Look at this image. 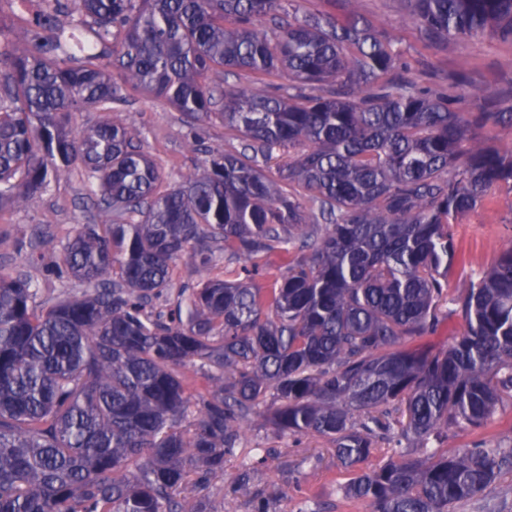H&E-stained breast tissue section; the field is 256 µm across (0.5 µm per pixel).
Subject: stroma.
I'll list each match as a JSON object with an SVG mask.
<instances>
[{"mask_svg": "<svg viewBox=\"0 0 512 512\" xmlns=\"http://www.w3.org/2000/svg\"><path fill=\"white\" fill-rule=\"evenodd\" d=\"M359 9L376 27L394 36L419 84H427L428 71L444 74L462 65L467 69L470 91L492 92L501 111L512 110L511 42L486 33L428 49L416 29L404 22L401 0H360ZM114 109L139 128L141 150L161 163L173 184L201 169L209 152L232 145L222 124H192L168 105L132 92L123 93ZM90 189V179L76 174L50 182L26 207L0 210V272L31 278L40 300L50 303L81 292V283L64 273L62 259L67 237L76 225L98 221ZM511 211V200L491 193L475 213L454 225V243L466 263L451 269L449 294H459L469 279L491 265L503 239L512 236V224L504 221ZM511 440L512 404L507 402L481 428L453 427L441 440L428 444L402 441L397 434H390L380 440L364 466L374 469L383 465L399 447L409 457L419 458L431 451L448 453ZM247 464L254 468L253 489L270 498L274 512L371 510L367 501L345 496L351 474L327 440L281 437L264 419L254 416L243 426L233 455L226 457L223 474L213 477L203 490L215 512H251L248 497L233 491L238 473ZM450 512H512V471L500 474L490 496L459 502Z\"/></svg>", "mask_w": 512, "mask_h": 512, "instance_id": "stroma-1", "label": "stroma"}]
</instances>
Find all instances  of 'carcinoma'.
I'll use <instances>...</instances> for the list:
<instances>
[{"label": "carcinoma", "instance_id": "carcinoma-1", "mask_svg": "<svg viewBox=\"0 0 512 512\" xmlns=\"http://www.w3.org/2000/svg\"><path fill=\"white\" fill-rule=\"evenodd\" d=\"M404 2L430 46L486 31L512 42V0ZM331 3L339 15L287 14L282 0H71L94 36L77 58L52 9L22 39L0 21V210L80 169L99 211L64 247L82 293L47 305L30 279L0 273V512H211L180 494L224 470L252 416L332 443L356 472L345 494L372 512H448L512 468L510 441L360 469L395 424L426 441L512 399V237L448 299L452 225L492 191L512 196V148L482 135L512 128V112L485 91L454 107L464 70L419 85L358 0ZM223 71L253 86H224L221 104L208 77ZM124 90L219 119L242 149L171 185L112 111ZM91 109L99 123L77 127ZM280 148L274 179L257 156ZM211 241L242 276H209ZM276 251L288 261L265 296L252 259ZM183 256L199 279L176 288ZM448 303L464 332L436 353L405 348ZM191 371L206 392L189 391ZM235 492L270 512L248 472Z\"/></svg>", "mask_w": 512, "mask_h": 512}]
</instances>
